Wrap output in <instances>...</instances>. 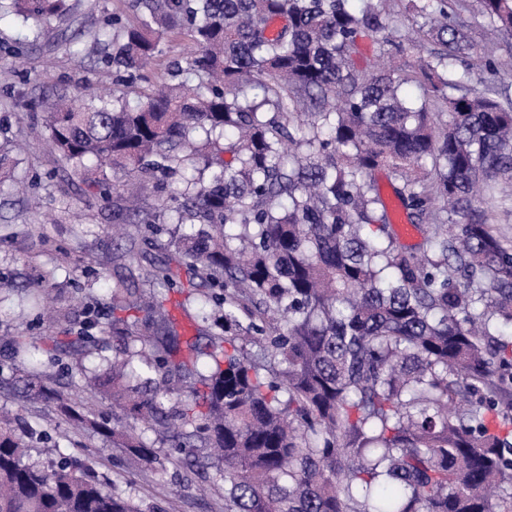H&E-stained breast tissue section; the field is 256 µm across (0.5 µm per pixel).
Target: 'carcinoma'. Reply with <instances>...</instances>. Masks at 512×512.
<instances>
[{"mask_svg":"<svg viewBox=\"0 0 512 512\" xmlns=\"http://www.w3.org/2000/svg\"><path fill=\"white\" fill-rule=\"evenodd\" d=\"M132 6L136 23L109 17L95 34L125 92L56 91L30 109L92 194L109 201L132 177L162 198L149 213L123 197L114 218L138 217L163 258L139 284L113 281L107 322L74 338L6 337L28 366L22 402L55 401L75 430L137 464L205 449L224 512H512V434L491 427L512 401V247L478 208L512 183V101L455 67L466 0H404L426 55L388 69L364 53L404 54L389 0ZM75 9L0 0V13L47 31ZM480 14L512 32V0H480ZM173 35L199 57L141 86ZM54 47L83 58L73 37ZM408 84L420 103L402 95ZM10 152L0 144V184ZM398 211L429 226L425 250L400 243ZM199 287L215 328L204 352L167 310ZM112 344L104 369L77 363L57 389L30 362ZM77 391L111 396L122 418L108 427ZM16 421L0 413V512H143L89 451L39 448L48 431Z\"/></svg>","mask_w":512,"mask_h":512,"instance_id":"1","label":"carcinoma"}]
</instances>
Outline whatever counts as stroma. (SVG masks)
I'll list each match as a JSON object with an SVG mask.
<instances>
[{"instance_id":"obj_1","label":"stroma","mask_w":512,"mask_h":512,"mask_svg":"<svg viewBox=\"0 0 512 512\" xmlns=\"http://www.w3.org/2000/svg\"><path fill=\"white\" fill-rule=\"evenodd\" d=\"M124 22L136 16L131 0H80L78 10L41 39L19 28L13 17L0 18V64L16 71L12 86L0 85V101L18 92L37 96L55 88L74 97L97 90L103 65L78 64L53 50L56 37L80 30L93 34L107 16ZM0 134L11 139L17 177L31 181L32 190L47 202L48 211L31 208L26 196L0 185V336L18 331L39 337L62 335L67 318L81 317L87 304L108 312L110 289L118 276L137 281L157 255L144 246L139 265L117 267L109 232L112 207L88 194L84 185L59 172L55 156L45 145L42 113H33L24 126L15 123L14 110L0 111ZM53 278H46V271ZM80 441L96 455L114 489L142 507L159 506L162 512H224V492L180 463L166 470L144 466L128 470L119 449L103 438L84 435Z\"/></svg>"}]
</instances>
